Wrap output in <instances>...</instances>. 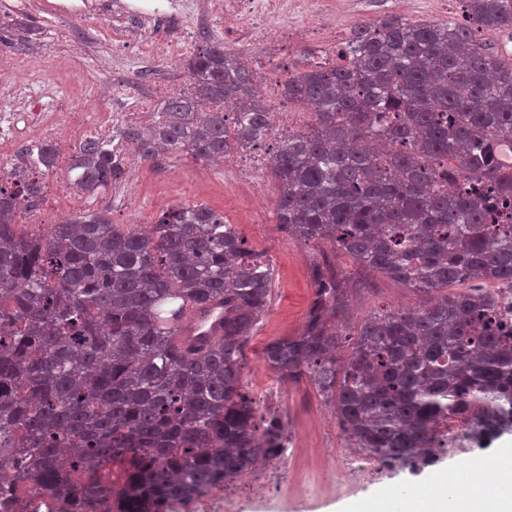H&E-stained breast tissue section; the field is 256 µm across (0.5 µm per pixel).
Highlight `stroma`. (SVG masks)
<instances>
[{
    "label": "stroma",
    "instance_id": "35a3bbf8",
    "mask_svg": "<svg viewBox=\"0 0 512 512\" xmlns=\"http://www.w3.org/2000/svg\"><path fill=\"white\" fill-rule=\"evenodd\" d=\"M352 10L333 15L322 28L316 41L292 46L288 57L280 60L275 76L296 73L303 62L317 54L319 47L347 38L354 29L387 15L408 21L455 22L460 7L451 0L447 12H435L430 0H353ZM55 20L27 14L0 17V58L11 62L10 70L0 73V80H15L18 68L32 52H39L43 72L32 89L43 98L48 110L64 112L105 111L104 103L86 101L81 92L84 78H96L111 87L127 111L140 109L142 98L151 95L152 85L164 91L152 95L153 107H160L167 96L185 89L187 77L182 57L154 63L145 71L137 50L113 51L110 41L102 40L108 22L73 20L68 28L87 36L80 58L69 55L64 46L50 42L47 30ZM259 175L267 186L262 201H254L243 191L224 182L223 167L179 152L167 158L164 165L141 160L138 154L125 158V175L113 183L111 190L98 193L92 205L95 213H105L113 223L142 227L155 223L164 211L175 206L204 204L223 214L226 223L235 225L248 247L273 271L274 288L269 309L254 327L245 349L244 379L259 409L277 410L288 420L292 446L288 469L276 488L265 491L255 488L249 477L235 480L230 493L211 490L195 500L174 506L171 512H346L350 504L384 490L416 491L444 474L468 466L466 440L449 437L447 447L438 449V460L428 467H396L381 479L364 482L340 491L325 481L331 460L326 448L337 453L353 450L354 445L342 431L333 406L320 397L304 380L278 378L264 360L265 347L275 339L295 335L303 326L315 286L310 276L313 261L332 258L336 272L358 279L362 291L353 295L348 307L347 324L356 328L378 307L393 310L420 309L430 304L427 295L412 292L383 275L358 267L349 257L337 255L330 243L307 245L283 234L277 225L278 183L269 168ZM132 185L135 202L127 210L112 209L107 198L110 191Z\"/></svg>",
    "mask_w": 512,
    "mask_h": 512
}]
</instances>
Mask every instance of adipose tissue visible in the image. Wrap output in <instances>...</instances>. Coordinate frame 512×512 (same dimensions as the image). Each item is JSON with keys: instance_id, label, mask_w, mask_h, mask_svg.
<instances>
[{"instance_id": "1", "label": "adipose tissue", "mask_w": 512, "mask_h": 512, "mask_svg": "<svg viewBox=\"0 0 512 512\" xmlns=\"http://www.w3.org/2000/svg\"><path fill=\"white\" fill-rule=\"evenodd\" d=\"M474 479L468 489L448 494L446 478L426 491L412 493L392 512H512V469L488 478L483 462H471Z\"/></svg>"}]
</instances>
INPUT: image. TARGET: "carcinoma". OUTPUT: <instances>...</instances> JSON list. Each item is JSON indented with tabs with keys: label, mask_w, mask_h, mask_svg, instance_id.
Returning <instances> with one entry per match:
<instances>
[{
	"label": "carcinoma",
	"mask_w": 512,
	"mask_h": 512,
	"mask_svg": "<svg viewBox=\"0 0 512 512\" xmlns=\"http://www.w3.org/2000/svg\"><path fill=\"white\" fill-rule=\"evenodd\" d=\"M464 22H369L339 62L288 78L285 95L312 109L270 158L277 221L288 237L434 295L422 309L373 311L336 356L350 288L315 262L303 329L269 343L281 377L310 381L369 457L418 464L438 429L468 418L488 448L512 434V329L489 285H512V57L479 33L512 34V0H460ZM184 68L193 86L164 101L149 130L120 137L154 162L173 151L214 160L269 136L254 74L222 43ZM235 106L227 123L224 102ZM55 168L56 147H38ZM89 195L124 174L98 140L72 154ZM38 192L23 172L0 186V464L25 459L20 481L47 505L84 512H166L246 474L283 448L288 421L259 413L243 380L251 330L268 311L273 272L247 260L233 224L206 205L177 206L149 228L101 214L19 235ZM466 282L480 288L456 289ZM224 304V335L182 348L188 307ZM121 478H108L109 466Z\"/></svg>",
	"instance_id": "carcinoma-1"
}]
</instances>
